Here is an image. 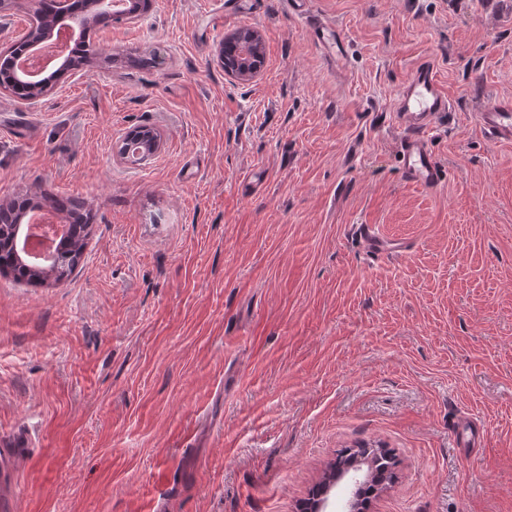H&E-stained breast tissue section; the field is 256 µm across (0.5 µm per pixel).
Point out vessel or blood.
Instances as JSON below:
<instances>
[{
	"label": "vessel or blood",
	"instance_id": "vessel-or-blood-1",
	"mask_svg": "<svg viewBox=\"0 0 512 512\" xmlns=\"http://www.w3.org/2000/svg\"><path fill=\"white\" fill-rule=\"evenodd\" d=\"M313 44L328 63L343 60L347 54V38L340 27L322 20L308 26ZM448 94L429 63H421L412 71L393 102L395 121L405 135L400 141L403 178L416 186L436 189L442 181V169L429 145L428 134L437 118L450 111ZM477 121L487 138L494 143H512V98L499 97L484 106ZM353 238L370 257L407 251L406 242L387 238L372 224H354ZM28 444L18 434L0 436V483L14 476V462Z\"/></svg>",
	"mask_w": 512,
	"mask_h": 512
}]
</instances>
